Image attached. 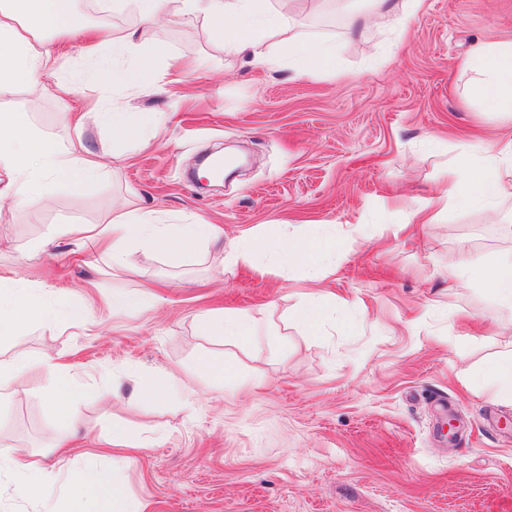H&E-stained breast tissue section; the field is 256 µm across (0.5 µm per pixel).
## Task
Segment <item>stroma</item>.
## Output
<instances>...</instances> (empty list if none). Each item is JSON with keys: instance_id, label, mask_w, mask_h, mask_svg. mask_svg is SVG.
<instances>
[{"instance_id": "35a3bbf8", "label": "stroma", "mask_w": 512, "mask_h": 512, "mask_svg": "<svg viewBox=\"0 0 512 512\" xmlns=\"http://www.w3.org/2000/svg\"><path fill=\"white\" fill-rule=\"evenodd\" d=\"M428 2L406 33L371 23L351 36L326 21L347 0H303L286 32L335 43L332 76L254 66L192 16L141 29L159 80L135 92L86 83L78 47L63 44L78 103L122 100L143 118L134 138L95 123L77 131L66 102L18 89L9 108L58 145L83 140L108 173L60 179L44 209L0 206V284L52 312L0 343V362L48 352L69 366L89 435L77 455L54 453L66 429L48 426L40 382L0 404V443L64 474L95 463L92 438L125 430L143 449L115 463L116 486L144 512H512V401L492 397L485 374L512 356V310L440 274L460 256L511 252L512 202L497 204L495 224L475 206L397 230L404 199L432 195L462 145L492 153L512 138V116L474 94L465 67L475 43L512 41V0ZM75 7L116 38L141 28L127 5ZM228 143L242 146L246 171L198 188L196 159ZM142 204L164 224L218 225L223 250L180 256L132 241L123 272L65 239L36 249L55 227ZM309 232L324 239L320 268L282 266V244ZM243 244L247 264L233 257ZM116 293L139 311H113ZM315 293L334 319L321 335L295 320ZM224 309L257 315L262 331L244 344L199 336L196 316ZM201 353L223 359V382L192 371ZM154 381L175 395L134 396Z\"/></svg>"}]
</instances>
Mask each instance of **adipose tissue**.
<instances>
[{"label": "adipose tissue", "instance_id": "ef3b65f1", "mask_svg": "<svg viewBox=\"0 0 512 512\" xmlns=\"http://www.w3.org/2000/svg\"><path fill=\"white\" fill-rule=\"evenodd\" d=\"M367 2V11L349 12V34H356L363 24L389 19L405 31L427 8V0H406V8L398 16L391 0ZM295 3L277 0L272 8L268 0H130L139 17L153 26L178 14L202 15L212 34L223 41L225 50L248 54L253 63H296L303 75L333 72L335 46L283 38L285 18ZM62 40L71 41L82 55L98 61V68L89 71V78L109 80L129 90L158 79L153 58L139 53L136 32L115 39L103 29L77 24L74 0H0V100L11 97L36 75L57 96L73 94V86L60 77L63 56L57 44ZM125 57L136 58V66L117 67V60ZM467 66L481 77L476 93L484 96L494 111L512 115V43L476 46L467 58ZM472 157L469 151L458 156L444 172L438 190L423 202L406 200L412 222L425 223L451 207H490L495 201L512 199V141L503 143L497 155L487 157L484 166H472ZM104 173L98 154L83 143L59 148L15 112L0 108V203L40 205L59 178L71 176L89 182ZM53 234L77 238L83 245L111 238V260L117 269L126 268L124 247L133 240L161 251H187L222 242L215 225L161 224L154 210L141 207L118 213L107 224H69L55 228ZM444 273L451 287L480 284L500 305L512 309V253L491 264L478 258L466 262L452 259ZM46 317V306L27 293L0 296V341L19 338L25 328ZM196 328L212 340L245 338L256 335L258 320L249 312L208 313L197 317ZM36 365L43 369L49 389L48 424L63 422L70 431H77L79 420L71 402L78 386L70 370L53 357H42L35 364L20 355L8 367L0 366V401L13 399L24 390ZM48 478L45 460H29L14 478L15 492L19 498L35 503L39 512H143L139 501L116 488L110 469L78 470L69 480L67 497L58 501L46 494Z\"/></svg>", "mask_w": 512, "mask_h": 512}]
</instances>
